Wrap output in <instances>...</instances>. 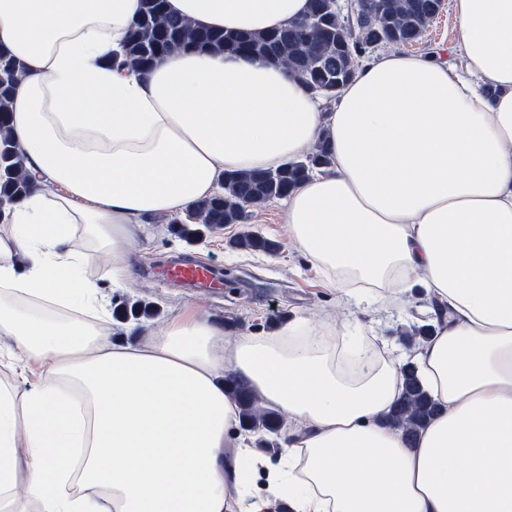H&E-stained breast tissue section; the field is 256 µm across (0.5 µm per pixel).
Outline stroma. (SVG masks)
Returning <instances> with one entry per match:
<instances>
[{"label":"stroma","instance_id":"stroma-1","mask_svg":"<svg viewBox=\"0 0 512 512\" xmlns=\"http://www.w3.org/2000/svg\"><path fill=\"white\" fill-rule=\"evenodd\" d=\"M458 36V21L447 7L405 50L425 55L451 46ZM167 222V216L155 217L140 237L133 254L132 285L107 290L113 306L134 300L151 305L155 310L150 319L154 327L164 325L170 308L184 306L223 322L227 339L233 341L275 331L295 317L316 310L331 317L336 328L347 324L358 327L373 348L387 345L405 356L417 349L416 341L407 338V331L431 321L432 305L421 288L408 292L402 309L380 316L372 313L370 301L346 302L340 290L312 268L289 239L279 200L253 207L249 220L251 230L278 244L277 253L272 255L232 248L229 241L240 231L236 224L187 242L172 235ZM182 256L212 270L210 295H199L194 287L163 278L166 262Z\"/></svg>","mask_w":512,"mask_h":512}]
</instances>
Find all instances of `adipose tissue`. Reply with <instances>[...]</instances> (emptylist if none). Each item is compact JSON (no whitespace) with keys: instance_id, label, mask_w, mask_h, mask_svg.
Listing matches in <instances>:
<instances>
[{"instance_id":"ef3b65f1","label":"adipose tissue","mask_w":512,"mask_h":512,"mask_svg":"<svg viewBox=\"0 0 512 512\" xmlns=\"http://www.w3.org/2000/svg\"><path fill=\"white\" fill-rule=\"evenodd\" d=\"M446 54L361 59L332 105L277 61L180 50L149 74L110 69L140 0H0L23 63L11 133L41 184L0 211V512H512V0H452ZM196 26L263 32L309 0H167ZM313 145L330 165L283 199L291 241L347 299L387 312L425 273L445 305L414 356L440 405L414 445L387 416L394 354L308 313L224 338L174 310L116 343L86 273L131 283L130 244L225 172L274 170ZM57 184L64 195H52ZM243 379L296 424L277 458L241 431Z\"/></svg>"}]
</instances>
